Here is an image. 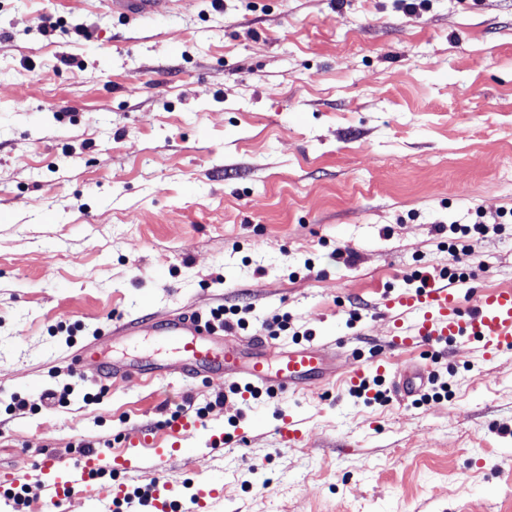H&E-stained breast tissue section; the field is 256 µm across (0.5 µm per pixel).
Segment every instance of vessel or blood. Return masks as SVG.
Instances as JSON below:
<instances>
[{
  "label": "vessel or blood",
  "mask_w": 512,
  "mask_h": 512,
  "mask_svg": "<svg viewBox=\"0 0 512 512\" xmlns=\"http://www.w3.org/2000/svg\"><path fill=\"white\" fill-rule=\"evenodd\" d=\"M173 0H108L113 13L128 18H153L169 11ZM386 308L394 321L393 347L419 346L450 349L460 344L473 345L483 358H492L512 350V288L486 292L472 308H463L457 283L445 279H425L419 288L408 293L388 296ZM222 328L202 316L180 314L144 323L129 321L115 325L113 337L134 338L152 335L171 350L173 366L137 362H101V381L137 377L144 383L162 378L175 369L185 379L210 374L227 380L241 377L246 386L262 385L275 392H290L328 381L334 372V356L329 344L284 347L274 357L258 355L246 366L237 363L238 352L230 346H218L216 338ZM428 379L424 367L399 372L398 387L404 395L418 394ZM37 466L44 476L43 512H59L63 503L77 494H91L90 480L112 467L109 452L91 449L80 461L66 462L45 453ZM205 497L176 504L175 493L168 483L155 487L153 512H207Z\"/></svg>",
  "instance_id": "obj_1"
}]
</instances>
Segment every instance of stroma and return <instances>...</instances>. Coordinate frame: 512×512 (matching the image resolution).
<instances>
[{"label": "stroma", "instance_id": "1", "mask_svg": "<svg viewBox=\"0 0 512 512\" xmlns=\"http://www.w3.org/2000/svg\"><path fill=\"white\" fill-rule=\"evenodd\" d=\"M480 216L499 231L453 260L444 225ZM454 265L463 307L512 287V0H174L141 21L103 0H0V512L40 504L41 452L133 458L176 413L190 426L162 472L94 480L124 487L115 512L156 481L186 500L212 477L209 512H512V351L386 344L385 296ZM222 305L250 309L229 339L242 360L258 338L333 336L337 371L386 354L447 372L448 395L405 400L370 371L360 394L246 402L71 364L93 339L165 362L113 324ZM66 383L67 403H41ZM285 413L299 438L276 434Z\"/></svg>", "mask_w": 512, "mask_h": 512}]
</instances>
